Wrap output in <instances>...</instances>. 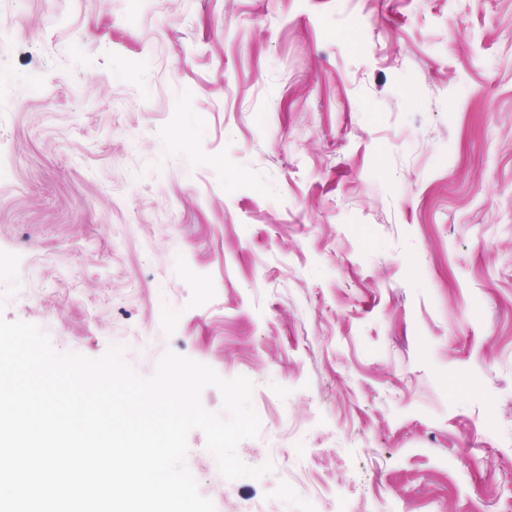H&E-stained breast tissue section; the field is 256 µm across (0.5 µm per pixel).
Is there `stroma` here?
Returning a JSON list of instances; mask_svg holds the SVG:
<instances>
[{
    "label": "stroma",
    "mask_w": 512,
    "mask_h": 512,
    "mask_svg": "<svg viewBox=\"0 0 512 512\" xmlns=\"http://www.w3.org/2000/svg\"><path fill=\"white\" fill-rule=\"evenodd\" d=\"M1 315L254 385L217 512H512V0H0Z\"/></svg>",
    "instance_id": "35a3bbf8"
}]
</instances>
